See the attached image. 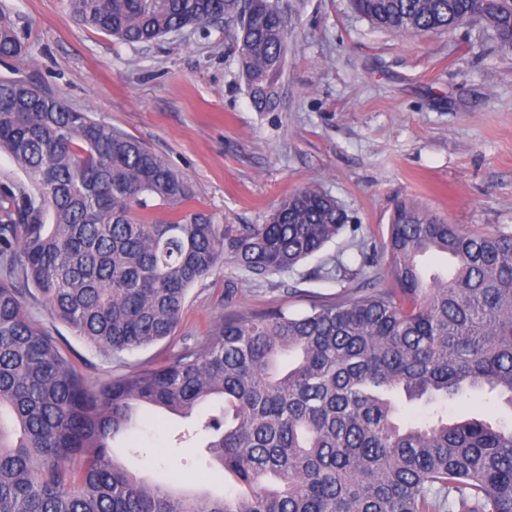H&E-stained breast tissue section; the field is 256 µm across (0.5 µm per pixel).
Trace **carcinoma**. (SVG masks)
Instances as JSON below:
<instances>
[{
    "mask_svg": "<svg viewBox=\"0 0 512 512\" xmlns=\"http://www.w3.org/2000/svg\"><path fill=\"white\" fill-rule=\"evenodd\" d=\"M82 25L128 44L218 23L240 34L250 97L273 103L288 52L280 0H66ZM401 35L467 23L512 58V0H352ZM22 51L0 26V58ZM0 152L27 184L0 187V512H512V427L448 421L472 392L512 408V228L476 233L396 205L383 251L391 288L301 315L232 313L167 362L87 384L22 305L32 286L87 344L119 358L172 336L188 289L230 262L293 269L350 222L315 186L264 224L185 212L188 179L166 158L32 81L0 77ZM445 254L425 279L417 257ZM297 361L280 373L278 356ZM198 415L237 489L221 498L149 485L114 456L134 405ZM434 419L403 425L400 402Z\"/></svg>",
    "mask_w": 512,
    "mask_h": 512,
    "instance_id": "obj_1",
    "label": "carcinoma"
}]
</instances>
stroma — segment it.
<instances>
[{
  "label": "stroma",
  "instance_id": "obj_1",
  "mask_svg": "<svg viewBox=\"0 0 512 512\" xmlns=\"http://www.w3.org/2000/svg\"><path fill=\"white\" fill-rule=\"evenodd\" d=\"M289 2V50L268 111L252 101L237 35L223 26L131 45L79 24L66 0H0V22L22 28L25 42L0 61V75L35 81L163 153L192 184L187 211L261 224L289 193L315 185L351 217L292 271L258 277L224 264L188 289L173 336L119 359L25 293L28 317L55 336L89 386L174 357L233 311L302 313L353 290L389 287L387 260L373 248L399 201L471 231L512 227V59L470 25L400 36L349 0ZM338 258L347 275L327 278ZM195 422L141 408L134 439H116L114 450L141 480L175 474L177 491L223 496L233 481Z\"/></svg>",
  "mask_w": 512,
  "mask_h": 512
}]
</instances>
